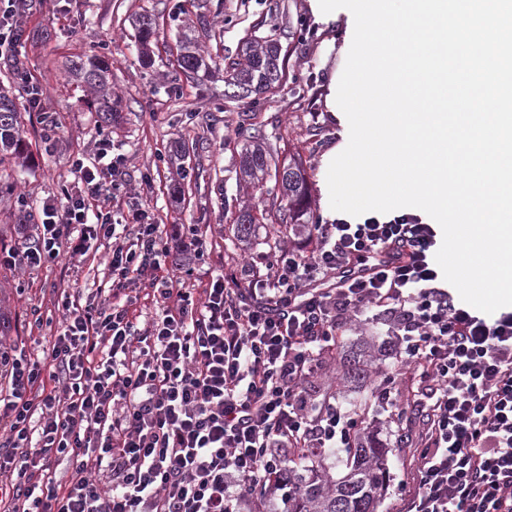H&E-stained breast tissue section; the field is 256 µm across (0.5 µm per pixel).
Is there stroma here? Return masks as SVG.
<instances>
[{
	"mask_svg": "<svg viewBox=\"0 0 512 512\" xmlns=\"http://www.w3.org/2000/svg\"><path fill=\"white\" fill-rule=\"evenodd\" d=\"M153 15L159 36L142 48L135 26L140 13ZM15 22L24 32L20 51L0 57V88L15 87L13 71L23 63L55 112L59 128L45 144L39 116L22 112L23 163L0 165V241L17 248L34 237L43 200L75 188L76 159H89L99 139L112 143L126 159L124 193L176 234L195 225L200 255L191 259L189 284L204 288L211 275L232 273L251 257L282 244L308 251L310 234L277 235L272 206L274 178L263 190L240 180L239 154L250 136H262L278 164L300 162L310 185V203L321 223L336 213L326 181L331 160L348 144L349 124L335 98L351 46L354 18L346 9L319 14L314 0H25ZM191 37L211 63L192 74L178 63L180 43ZM277 40L285 57L283 82L261 106L225 99L223 62L242 56L247 45ZM92 53L108 55L110 87L116 106L112 123L100 124L88 95L69 75L72 60ZM27 208H19L18 195ZM260 215L249 239L234 223L239 208ZM106 273L103 253L62 255L40 268L0 266V316L8 319V339L42 350L55 325L35 327L31 307L53 311L62 290L91 293ZM383 321L351 322L338 355L316 383L339 403L369 400L366 424L389 449L392 480L378 512H400L402 493L412 490L413 451L406 438L418 433V410L397 414L410 397L409 370L399 368ZM367 349L371 366L394 379L392 404L372 402L378 377L356 385L346 380L352 351Z\"/></svg>",
	"mask_w": 512,
	"mask_h": 512,
	"instance_id": "obj_1",
	"label": "stroma"
}]
</instances>
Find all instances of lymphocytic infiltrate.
Masks as SVG:
<instances>
[{"mask_svg":"<svg viewBox=\"0 0 512 512\" xmlns=\"http://www.w3.org/2000/svg\"><path fill=\"white\" fill-rule=\"evenodd\" d=\"M111 149L77 161L78 190L47 198L36 236L1 259L36 268L66 244H112L110 288L65 294L41 354L0 343V512H262L254 491L285 497L272 476L290 449L348 446V409L312 384L371 307L422 413L402 512H512V311L455 303L432 225L319 224L313 251L276 247L197 294L181 258L198 240L167 247L147 212L125 224L109 206L124 168Z\"/></svg>","mask_w":512,"mask_h":512,"instance_id":"obj_1","label":"lymphocytic infiltrate"}]
</instances>
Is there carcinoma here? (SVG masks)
Returning a JSON list of instances; mask_svg holds the SVG:
<instances>
[{"label": "carcinoma", "mask_w": 512, "mask_h": 512, "mask_svg": "<svg viewBox=\"0 0 512 512\" xmlns=\"http://www.w3.org/2000/svg\"><path fill=\"white\" fill-rule=\"evenodd\" d=\"M136 26L144 45L157 34L155 20L147 13L136 18ZM180 65L190 73L197 72L204 65L195 42L188 38L181 45ZM224 70L230 73L231 85L243 82L251 86V93L254 94L251 104H257L260 96L273 89L283 78L279 44L269 39L260 45L250 46L244 58L228 62ZM70 73L98 93L96 111L102 115L103 123L110 125L112 98L107 90L110 75L108 58L93 54L84 60L74 61ZM21 100L20 95L0 92V164L19 158ZM273 168L277 170L279 165L271 150L262 144L255 142L241 151L239 174L254 187L263 189L265 177ZM289 168L298 170V173L275 197L279 201L276 216L281 227L301 234L317 220L310 208V192L304 170L296 164L289 165ZM256 221L251 210H240L236 218L238 234L243 238L251 236ZM349 363L351 381L359 382L368 377L367 363L362 355L353 354ZM342 452L344 469L338 478L330 482L321 473L320 457L303 453L290 457L280 474V479L288 483V497L282 502L281 512H377L389 480L385 467L388 448L372 433L361 432Z\"/></svg>", "instance_id": "carcinoma-1"}]
</instances>
